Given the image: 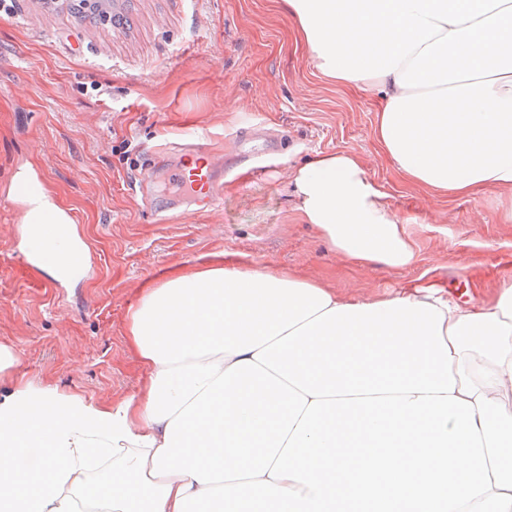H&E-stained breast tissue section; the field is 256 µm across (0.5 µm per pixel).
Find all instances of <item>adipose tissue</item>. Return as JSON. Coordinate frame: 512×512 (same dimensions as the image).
<instances>
[{"label": "adipose tissue", "instance_id": "adipose-tissue-1", "mask_svg": "<svg viewBox=\"0 0 512 512\" xmlns=\"http://www.w3.org/2000/svg\"><path fill=\"white\" fill-rule=\"evenodd\" d=\"M281 3L324 78L379 99L407 182L512 190V0ZM289 185L358 268L419 263L358 155ZM10 195L38 268L80 280L69 211L28 168ZM126 329L146 380L111 403L17 376L0 344V512H512V281L469 307L429 271L362 298L219 257L140 287Z\"/></svg>", "mask_w": 512, "mask_h": 512}]
</instances>
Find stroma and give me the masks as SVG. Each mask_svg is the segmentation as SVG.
<instances>
[{"label":"stroma","instance_id":"obj_1","mask_svg":"<svg viewBox=\"0 0 512 512\" xmlns=\"http://www.w3.org/2000/svg\"><path fill=\"white\" fill-rule=\"evenodd\" d=\"M14 5L0 17V343L28 378L96 402L135 393L145 372L128 302L168 269L219 253L345 295L405 286L413 271L360 270L299 220L288 167L318 151L367 162L396 213L414 218L423 266H447L453 299L476 304L501 288L512 194L444 199L406 182L377 142L376 97L320 76L279 0H138L128 30L47 13L41 0ZM191 131L226 173L210 210L171 176H148ZM24 167L89 242L83 282L23 262L9 188Z\"/></svg>","mask_w":512,"mask_h":512}]
</instances>
